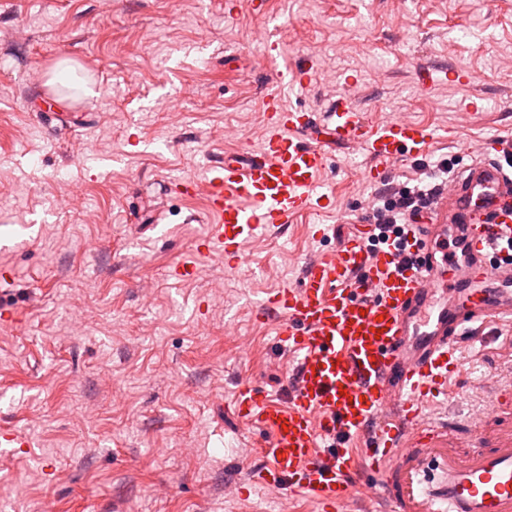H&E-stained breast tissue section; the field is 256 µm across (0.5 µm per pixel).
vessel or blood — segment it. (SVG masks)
<instances>
[{"label": "vessel or blood", "mask_w": 512, "mask_h": 512, "mask_svg": "<svg viewBox=\"0 0 512 512\" xmlns=\"http://www.w3.org/2000/svg\"><path fill=\"white\" fill-rule=\"evenodd\" d=\"M262 107V148L225 157L204 185L212 232L196 250L220 253L232 271L248 241L328 205L315 190L331 145L363 148L378 179L434 141L420 124H380L348 101L317 121L276 92ZM372 233L356 225L306 265L299 287L267 301L296 367L282 395L247 383L234 396L237 416L268 437L255 483L317 512H346L362 493L384 512H512V367L484 377L492 399L470 424L434 415L463 363L460 338L512 326V176L477 161L400 238L372 248ZM450 238L461 254H437Z\"/></svg>", "instance_id": "obj_1"}]
</instances>
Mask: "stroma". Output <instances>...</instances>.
<instances>
[{"label":"stroma","instance_id":"obj_1","mask_svg":"<svg viewBox=\"0 0 512 512\" xmlns=\"http://www.w3.org/2000/svg\"><path fill=\"white\" fill-rule=\"evenodd\" d=\"M270 34L282 62L312 68L288 105L319 113L346 95L435 140L375 182L364 150L333 146L317 187L329 206L252 243L231 272L195 253L211 231L205 188L168 186L263 144L260 103L279 81L255 58ZM68 65L102 92L39 128ZM456 69L471 82H451ZM493 137L512 138V0H0V269L14 276L0 282L13 314L0 320V433L27 441L0 447V512H313L251 481L263 437L234 394L281 389L293 363L261 307L367 221L388 183L445 158L467 167ZM185 261L193 277L173 276ZM460 350L447 411L465 418L490 401L479 379L512 364V339Z\"/></svg>","mask_w":512,"mask_h":512}]
</instances>
